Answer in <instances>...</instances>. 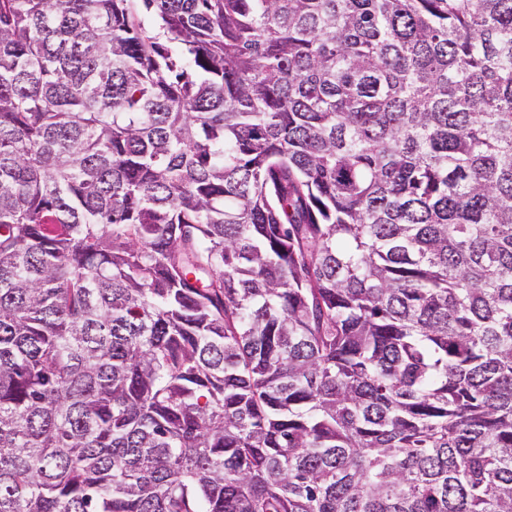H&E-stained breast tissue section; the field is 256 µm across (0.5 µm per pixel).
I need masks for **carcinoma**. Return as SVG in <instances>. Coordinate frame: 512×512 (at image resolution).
<instances>
[{"instance_id": "1", "label": "carcinoma", "mask_w": 512, "mask_h": 512, "mask_svg": "<svg viewBox=\"0 0 512 512\" xmlns=\"http://www.w3.org/2000/svg\"><path fill=\"white\" fill-rule=\"evenodd\" d=\"M0 512H512V0H0Z\"/></svg>"}]
</instances>
